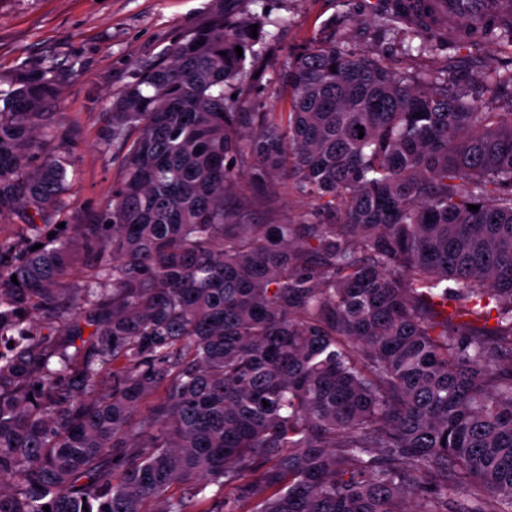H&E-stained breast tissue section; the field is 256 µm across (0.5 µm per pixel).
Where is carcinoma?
<instances>
[{
	"label": "carcinoma",
	"mask_w": 512,
	"mask_h": 512,
	"mask_svg": "<svg viewBox=\"0 0 512 512\" xmlns=\"http://www.w3.org/2000/svg\"><path fill=\"white\" fill-rule=\"evenodd\" d=\"M433 3L374 19L408 53L512 56V14L462 39ZM268 24L227 12L112 102L121 177L82 252L49 224L0 240V512H217L227 488L223 512H512V68L481 105L310 42L288 107L240 112ZM56 96L0 89V214L66 189ZM283 176L294 221L224 204Z\"/></svg>",
	"instance_id": "obj_1"
}]
</instances>
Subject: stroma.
<instances>
[{"label": "stroma", "mask_w": 512, "mask_h": 512, "mask_svg": "<svg viewBox=\"0 0 512 512\" xmlns=\"http://www.w3.org/2000/svg\"><path fill=\"white\" fill-rule=\"evenodd\" d=\"M240 15L267 11L289 19L261 47L260 77L241 98L244 112H278L287 105L281 75L293 48L317 40L356 51H375L395 72L426 74L442 59L397 49L392 36L363 23V0H0V88L23 73L50 72L59 95L63 132L52 150L72 152L75 168L66 190L42 218L63 224L74 238L78 225L112 196L121 170L120 145L105 144L110 106L141 71L163 60L187 34L223 17L227 5ZM240 194L259 198L249 218L262 224L269 211L281 220L309 209L287 180L255 188L241 181Z\"/></svg>", "instance_id": "obj_1"}]
</instances>
